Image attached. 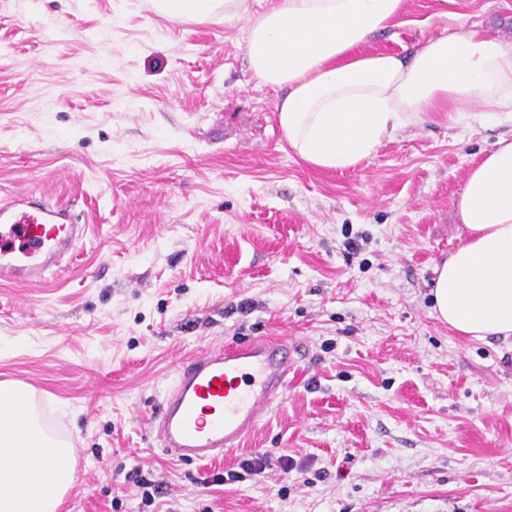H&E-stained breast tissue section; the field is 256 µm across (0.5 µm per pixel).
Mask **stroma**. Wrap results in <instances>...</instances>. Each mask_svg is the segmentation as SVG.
I'll return each instance as SVG.
<instances>
[{"label":"stroma","instance_id":"35a3bbf8","mask_svg":"<svg viewBox=\"0 0 512 512\" xmlns=\"http://www.w3.org/2000/svg\"><path fill=\"white\" fill-rule=\"evenodd\" d=\"M454 17L512 37V0H408L369 48L412 51ZM247 26L0 0V196L90 223L49 286L0 285V380L51 399L74 450L60 512H512V338L456 335L430 295L466 173L512 126L436 112L354 167L312 168L248 67ZM283 336L297 371L239 448L156 452L180 360ZM262 453L287 467L201 486ZM137 468L163 484L152 506Z\"/></svg>","mask_w":512,"mask_h":512}]
</instances>
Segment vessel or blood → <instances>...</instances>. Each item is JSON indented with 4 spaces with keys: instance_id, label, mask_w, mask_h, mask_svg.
Segmentation results:
<instances>
[{
    "instance_id": "obj_1",
    "label": "vessel or blood",
    "mask_w": 512,
    "mask_h": 512,
    "mask_svg": "<svg viewBox=\"0 0 512 512\" xmlns=\"http://www.w3.org/2000/svg\"><path fill=\"white\" fill-rule=\"evenodd\" d=\"M67 207L35 196L0 197V283L49 285L87 235ZM288 340L216 344L181 361L151 427L163 451L185 462L223 456L251 435L288 387Z\"/></svg>"
}]
</instances>
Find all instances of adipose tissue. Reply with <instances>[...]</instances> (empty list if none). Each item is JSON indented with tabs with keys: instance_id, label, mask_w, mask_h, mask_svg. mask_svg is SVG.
I'll return each mask as SVG.
<instances>
[{
	"instance_id": "adipose-tissue-1",
	"label": "adipose tissue",
	"mask_w": 512,
	"mask_h": 512,
	"mask_svg": "<svg viewBox=\"0 0 512 512\" xmlns=\"http://www.w3.org/2000/svg\"><path fill=\"white\" fill-rule=\"evenodd\" d=\"M247 28L257 80L284 90L278 125L307 165L343 170L434 112L512 122V42L477 27L426 38L407 54L369 52L407 0H260ZM157 16L203 23L246 13L245 0H150ZM460 243L435 268L433 311L478 340L512 336V135L468 172L455 202ZM30 387L0 382V512H58L75 482L73 451L34 417Z\"/></svg>"
}]
</instances>
